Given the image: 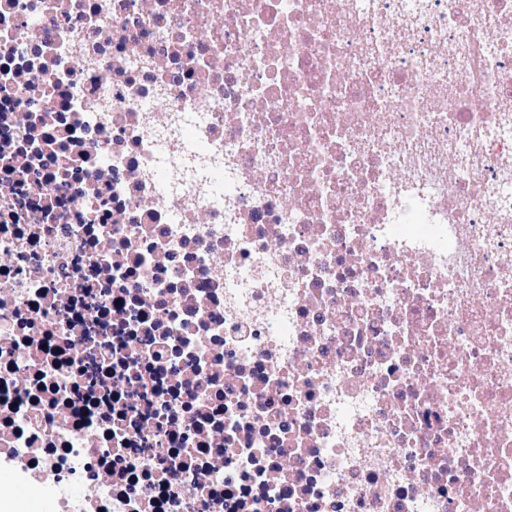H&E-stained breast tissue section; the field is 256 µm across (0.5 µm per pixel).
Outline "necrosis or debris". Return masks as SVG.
<instances>
[{"instance_id":"necrosis-or-debris-1","label":"necrosis or debris","mask_w":512,"mask_h":512,"mask_svg":"<svg viewBox=\"0 0 512 512\" xmlns=\"http://www.w3.org/2000/svg\"><path fill=\"white\" fill-rule=\"evenodd\" d=\"M512 0H0V512H512Z\"/></svg>"}]
</instances>
